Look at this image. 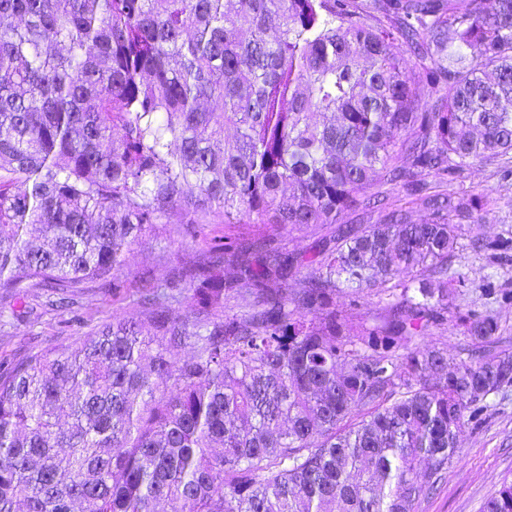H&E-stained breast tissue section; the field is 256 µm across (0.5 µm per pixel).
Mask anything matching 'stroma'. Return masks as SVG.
Listing matches in <instances>:
<instances>
[{
	"label": "stroma",
	"instance_id": "1",
	"mask_svg": "<svg viewBox=\"0 0 512 512\" xmlns=\"http://www.w3.org/2000/svg\"><path fill=\"white\" fill-rule=\"evenodd\" d=\"M511 165L512 154L500 157L465 172L450 186L457 197H482L483 219L463 225L460 231L450 269L461 274L465 284L448 299V325L430 328L419 343L440 349L455 360L463 358L465 349L473 345L456 325V317L486 305L474 287L475 281L490 274L497 287L512 292V262L497 263L472 246L477 238L512 235V181H501L497 175L499 167ZM186 221L184 208H174L162 217L158 230L146 233L130 247L118 274L123 285L120 293L90 283L78 294L75 304L66 308L47 306L45 292L39 288L31 290L22 302L0 299V367L33 352L73 344L113 317L135 316L132 299L143 273L167 278L173 268L222 243L225 235L247 238L261 230L257 224L227 225L213 217L194 235L187 236L180 230ZM487 403L484 423L461 435L445 479L433 495L421 501L417 512H481L502 480L512 479V389L491 395Z\"/></svg>",
	"mask_w": 512,
	"mask_h": 512
}]
</instances>
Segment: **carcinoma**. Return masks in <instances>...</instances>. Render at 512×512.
<instances>
[{"label": "carcinoma", "instance_id": "obj_1", "mask_svg": "<svg viewBox=\"0 0 512 512\" xmlns=\"http://www.w3.org/2000/svg\"><path fill=\"white\" fill-rule=\"evenodd\" d=\"M510 153L512 0H0L1 290H116L174 204L265 226L148 282L139 319L0 370V512H413L512 386L486 310L467 358L418 347L472 219L420 176Z\"/></svg>", "mask_w": 512, "mask_h": 512}]
</instances>
